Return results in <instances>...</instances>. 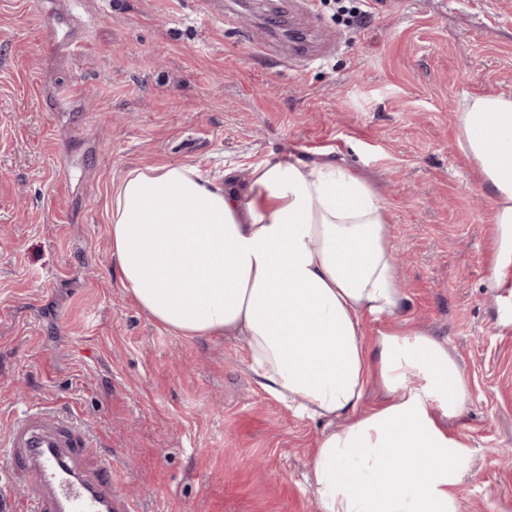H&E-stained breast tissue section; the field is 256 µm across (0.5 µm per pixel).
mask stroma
<instances>
[{"label":"stroma","instance_id":"obj_1","mask_svg":"<svg viewBox=\"0 0 512 512\" xmlns=\"http://www.w3.org/2000/svg\"><path fill=\"white\" fill-rule=\"evenodd\" d=\"M0 0V436L16 414L80 418L127 512H320L307 482L322 427L264 396L234 337L156 324L112 256V192L132 167L220 181L293 154L351 168L383 197L402 315L445 340L468 399L460 512H512V327L484 288L491 200L458 152L466 94H512L503 0H334L295 17L306 62L257 31L272 0ZM254 31L264 50L235 36ZM81 40L78 52L53 42ZM72 88L63 102L58 94Z\"/></svg>","mask_w":512,"mask_h":512}]
</instances>
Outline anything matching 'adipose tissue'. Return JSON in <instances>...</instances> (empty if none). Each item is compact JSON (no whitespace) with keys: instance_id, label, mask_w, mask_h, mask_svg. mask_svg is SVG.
<instances>
[{"instance_id":"ef3b65f1","label":"adipose tissue","mask_w":512,"mask_h":512,"mask_svg":"<svg viewBox=\"0 0 512 512\" xmlns=\"http://www.w3.org/2000/svg\"><path fill=\"white\" fill-rule=\"evenodd\" d=\"M456 146L493 202L486 286L512 326V94L463 97ZM111 239L144 313L182 336L243 337L258 389L323 424L309 475L322 512H459L469 454L451 424L468 385L403 318L386 204L351 169L273 155L238 185L131 168ZM373 386L384 398L361 410Z\"/></svg>"}]
</instances>
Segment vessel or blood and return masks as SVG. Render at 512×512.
<instances>
[{
  "label": "vessel or blood",
  "instance_id": "obj_1",
  "mask_svg": "<svg viewBox=\"0 0 512 512\" xmlns=\"http://www.w3.org/2000/svg\"><path fill=\"white\" fill-rule=\"evenodd\" d=\"M93 448L77 419L45 409L15 417L0 440V456L11 472L34 479L33 512H126L112 491L110 459H103L93 479L74 473L71 460Z\"/></svg>",
  "mask_w": 512,
  "mask_h": 512
}]
</instances>
